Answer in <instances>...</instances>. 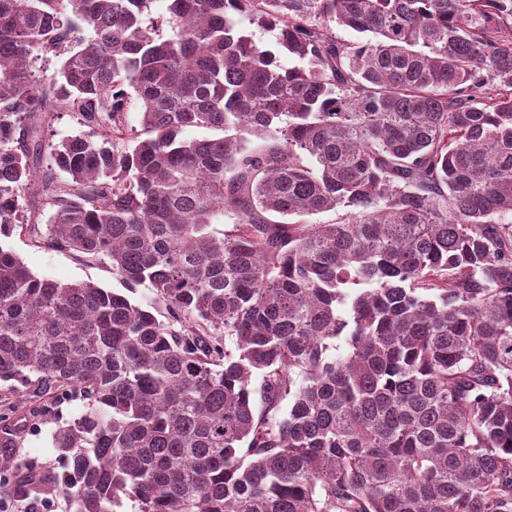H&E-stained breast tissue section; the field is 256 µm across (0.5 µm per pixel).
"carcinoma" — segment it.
I'll use <instances>...</instances> for the list:
<instances>
[{
  "mask_svg": "<svg viewBox=\"0 0 512 512\" xmlns=\"http://www.w3.org/2000/svg\"><path fill=\"white\" fill-rule=\"evenodd\" d=\"M151 3L0 0V495L512 512V0ZM61 111L85 130L54 143ZM15 234L166 319L35 275ZM69 395L68 472L17 467L18 405ZM10 243L31 271L39 277L63 284L86 281L103 288L118 289L133 302L149 307L159 319H164V306L158 302L151 288H124L107 264L89 260L74 252L54 250L43 245L34 246L25 236H13Z\"/></svg>",
  "mask_w": 512,
  "mask_h": 512,
  "instance_id": "1",
  "label": "carcinoma"
}]
</instances>
